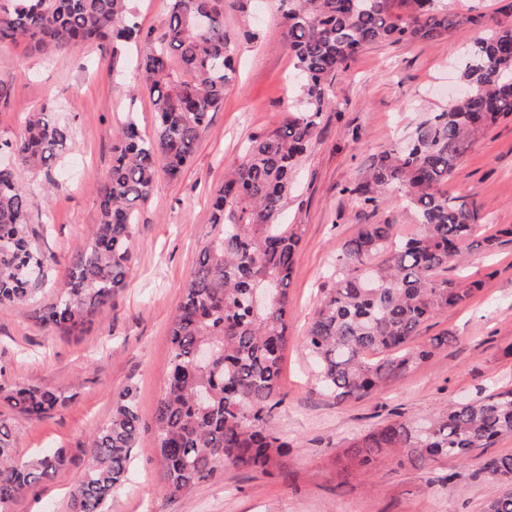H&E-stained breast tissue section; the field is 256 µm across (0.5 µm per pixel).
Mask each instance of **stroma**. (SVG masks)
<instances>
[{
    "mask_svg": "<svg viewBox=\"0 0 512 512\" xmlns=\"http://www.w3.org/2000/svg\"><path fill=\"white\" fill-rule=\"evenodd\" d=\"M142 35L113 56L111 46L82 45L69 58L0 45V79L12 97L0 107V137L18 135L32 112L54 101L69 123L72 143L48 169L16 166L34 198L36 243L55 262L35 301L50 302L62 287L72 255L98 219V194L112 165V144L126 113L143 132L156 125L147 90L137 87V60L159 36L167 0H131ZM280 0H224V30L232 39L235 72L224 101L197 141L179 179L159 176L140 207L131 249L135 277L83 331L65 335L43 327L30 304L0 308V360L16 383L47 387L66 399L49 417L31 418L0 405L15 433L19 460L42 448H65L69 460L10 512H69L71 493L91 458L90 436L112 415V397L134 386L141 429L127 480L114 489L108 512H483L500 486L487 460L512 454V436L466 461L440 460L423 470L379 468L339 473L349 442L390 420L419 418L448 405L512 388V241L492 253L472 252L465 274L482 286L463 307L427 322L421 337L453 332L457 341L419 362L380 394L336 400L321 392L303 340L343 242L360 225L413 221L399 199L360 211L346 189L373 156L407 137L427 113L448 105L460 88L459 69L477 29L428 41L369 46L334 85L321 134L304 156L296 191L282 219L299 223L301 242L289 288V342L283 353V403L273 426L290 449L270 473L225 465L185 495L164 498L158 479L155 408L167 379L169 330L211 232V194L248 136L278 126L299 97L294 61L279 24ZM254 32L246 39L244 30ZM449 196L474 203L480 232L512 227V117L489 130L461 158Z\"/></svg>",
    "mask_w": 512,
    "mask_h": 512,
    "instance_id": "stroma-1",
    "label": "stroma"
}]
</instances>
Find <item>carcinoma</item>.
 Returning <instances> with one entry per match:
<instances>
[{"mask_svg": "<svg viewBox=\"0 0 512 512\" xmlns=\"http://www.w3.org/2000/svg\"><path fill=\"white\" fill-rule=\"evenodd\" d=\"M128 0H0V43L29 42L37 52L67 56L78 45L112 44L117 53L137 35ZM280 24L296 59L303 95L279 126L251 134L239 162L224 176L211 209V235L185 284L171 323L167 384L156 409L161 490L177 496L229 462L267 472L288 442L270 424L281 403L280 366L288 344V288L301 225L280 218L295 190L302 157L320 135L336 77L376 43L434 40L468 25L485 27L463 62L464 92L420 122L407 142L372 158L346 188L360 209L396 193L414 214L416 229L400 237L395 224H362L336 255L333 284L322 296L305 336L319 383L339 400L380 393L414 364L457 341L447 332L414 341L441 311L465 305L479 283L448 278L474 249L492 251L499 237L477 238L479 209L450 198L442 186L481 135L512 115V0L489 15L450 14L440 0H282ZM206 14L210 24L196 25ZM142 85L156 114L153 135L132 117L120 126L112 166L99 195L89 239L72 257L68 280L35 319L72 334L101 312L134 275L131 241L139 206L159 173L178 179L196 140L224 101L234 73L224 32V0H168L158 46L138 61ZM42 108L13 139H0L31 170L60 158L70 126ZM34 201L14 170L0 167V307L29 300L45 280L48 259L30 228ZM272 290L267 308L249 304L256 289ZM214 349L207 365L197 349ZM0 362V404L44 417L65 404L48 389L8 381ZM416 427L392 421L354 440V466L424 469L441 459L466 460L512 434V389L486 394L423 419ZM140 431L133 389L113 396L112 416L90 438L93 464L72 494L73 512H105L112 490L131 466ZM68 453L56 448L27 462L13 457V431L0 419V512L34 491ZM485 469L501 494L485 512H512V455Z\"/></svg>", "mask_w": 512, "mask_h": 512, "instance_id": "cac0c4a2", "label": "carcinoma"}]
</instances>
